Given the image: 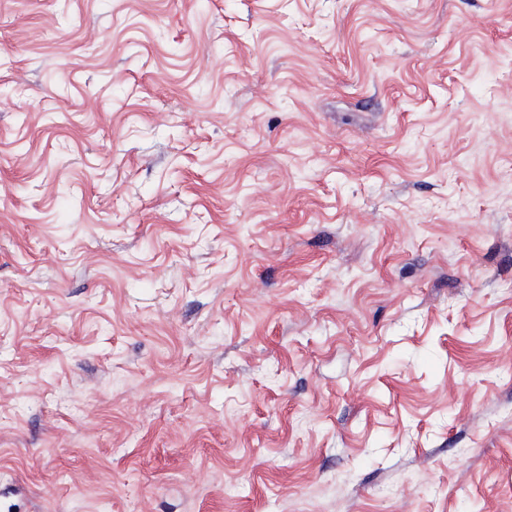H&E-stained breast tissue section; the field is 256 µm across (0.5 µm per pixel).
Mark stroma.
I'll list each match as a JSON object with an SVG mask.
<instances>
[{
	"instance_id": "1",
	"label": "stroma",
	"mask_w": 512,
	"mask_h": 512,
	"mask_svg": "<svg viewBox=\"0 0 512 512\" xmlns=\"http://www.w3.org/2000/svg\"><path fill=\"white\" fill-rule=\"evenodd\" d=\"M0 512H512V0H0Z\"/></svg>"
}]
</instances>
